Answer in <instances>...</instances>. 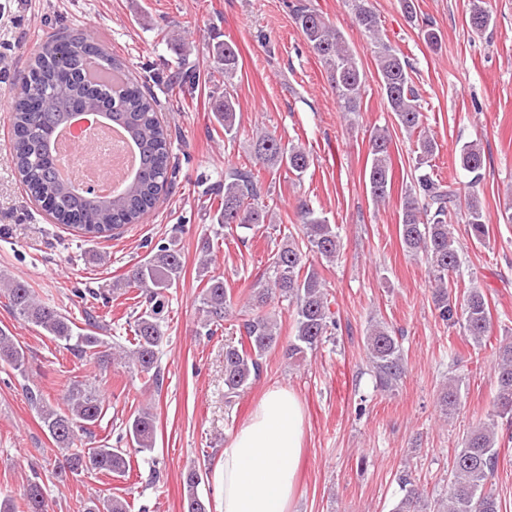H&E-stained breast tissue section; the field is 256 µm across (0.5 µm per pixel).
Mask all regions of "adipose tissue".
Instances as JSON below:
<instances>
[{
  "mask_svg": "<svg viewBox=\"0 0 512 512\" xmlns=\"http://www.w3.org/2000/svg\"><path fill=\"white\" fill-rule=\"evenodd\" d=\"M303 438L302 406L293 391H267L224 446L219 512H290Z\"/></svg>",
  "mask_w": 512,
  "mask_h": 512,
  "instance_id": "adipose-tissue-1",
  "label": "adipose tissue"
}]
</instances>
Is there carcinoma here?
<instances>
[{"label": "carcinoma", "mask_w": 512, "mask_h": 512, "mask_svg": "<svg viewBox=\"0 0 512 512\" xmlns=\"http://www.w3.org/2000/svg\"><path fill=\"white\" fill-rule=\"evenodd\" d=\"M357 25L373 47L377 76L390 112L400 128L417 135L416 169L430 166L437 149L435 140L422 130L423 111L412 79L413 68L399 50L382 37L378 14L368 0H350ZM295 20L306 42L323 64L341 111L358 112L366 93L365 76L356 52L341 31L316 9L300 4ZM469 28L486 31L492 23L487 0H470ZM238 67L237 48L225 42L213 58V69L229 80ZM122 72L121 64L102 47L82 34L52 35L40 45L29 65V91L12 105L13 149L11 160L27 192L45 204L47 212L81 237L99 238L128 224H138L152 211L166 190L170 174V140L167 126L158 116L156 97L129 77L116 82L110 74ZM94 110L123 126L139 150L135 179L120 193L108 198L85 194L61 181L52 161L51 141L57 128L75 112ZM214 111L224 125L227 141L235 140L236 101L230 92L215 100ZM391 135L387 128L370 133L371 161L365 172L366 187L376 203L389 197L392 186ZM486 157L477 142L464 144L459 165L472 174L462 192L433 174L415 177L405 190L399 218V234L407 252L426 264L434 282L436 317L446 326L460 325L466 336L480 345L489 338L492 315L482 291L472 288L458 296L448 289L450 273L459 266L461 243L454 234L452 216L464 212L468 237L482 242L489 236L486 215L479 196ZM254 166L261 169L288 168L297 177L307 171L310 156L299 145L282 144L274 134L259 139L253 150ZM262 195L260 173L233 169L224 173V197L216 209V223L233 232L257 231L274 223L273 212L259 206ZM301 234L284 236L269 258L268 275L252 285L247 302L233 312L231 291L224 278L209 274L213 247L202 246L200 260L204 287L201 291L200 331L208 337L230 316H236L240 340L224 345V398L232 401L260 376L263 357L281 342L275 315L267 310L274 300H285L292 308L293 336L284 356L298 359L315 351L336 329L325 280L312 257L332 262L339 257L342 243L336 227L304 203L301 205ZM182 256L176 239L153 248L124 278V287L140 291L142 304L126 328L125 344L112 346L99 336V325L88 317L78 326L65 313L44 303L28 284L7 280L0 284V297L27 324L65 343L80 358L100 364H119L140 377L143 385L159 387V349L164 340L162 313L166 292L180 277ZM366 358L379 387L394 389L405 373L397 337L381 322L370 324L365 340ZM28 356L9 330L0 328V365L24 372ZM494 411L487 421L472 429L455 453L448 477V491L435 502L434 512H499L496 493L489 479L499 460L498 420L512 418V341L495 348ZM27 397L54 441L61 459L56 474L77 477L84 473H105L125 477L131 472V453H151L156 447V415L148 407L135 410L125 433L117 437L119 446L108 443L86 447L94 437L106 409L103 397L90 383L75 381L66 389L60 406L41 394L27 391ZM442 414L453 417L460 406L459 378L448 377L439 392ZM202 470L194 467L183 476L184 512H209V503L199 495ZM403 496L391 512H427L423 492L409 474L399 478ZM29 512H46L42 487L33 481L26 490ZM121 498H90L83 512H128Z\"/></svg>", "instance_id": "obj_1"}]
</instances>
